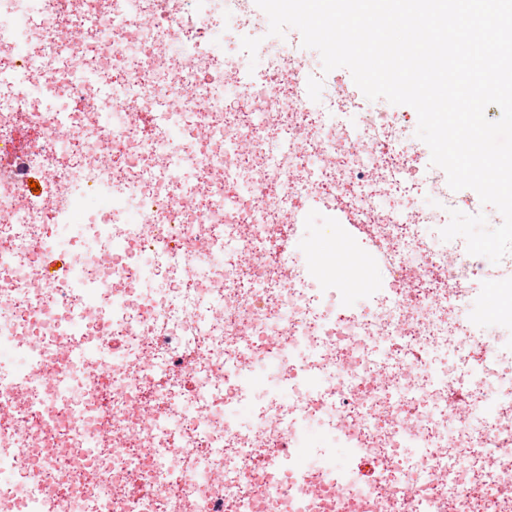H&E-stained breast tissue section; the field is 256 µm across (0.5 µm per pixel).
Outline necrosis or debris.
Returning <instances> with one entry per match:
<instances>
[{
    "instance_id": "necrosis-or-debris-1",
    "label": "necrosis or debris",
    "mask_w": 512,
    "mask_h": 512,
    "mask_svg": "<svg viewBox=\"0 0 512 512\" xmlns=\"http://www.w3.org/2000/svg\"><path fill=\"white\" fill-rule=\"evenodd\" d=\"M120 99L167 109L142 134ZM3 145L0 512H512V394H489L512 358L465 313L512 254L434 236L458 199L405 116L331 82L295 32L270 37L250 0H0ZM318 206L379 226L366 309L277 239ZM266 360L274 378L244 382Z\"/></svg>"
}]
</instances>
